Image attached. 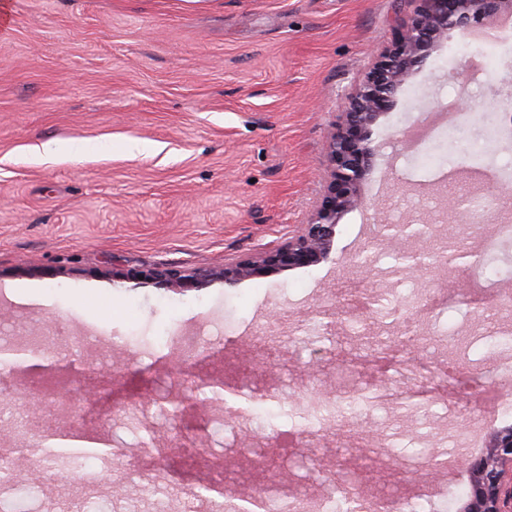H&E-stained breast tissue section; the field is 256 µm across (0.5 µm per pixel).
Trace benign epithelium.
I'll return each instance as SVG.
<instances>
[{"mask_svg": "<svg viewBox=\"0 0 512 512\" xmlns=\"http://www.w3.org/2000/svg\"><path fill=\"white\" fill-rule=\"evenodd\" d=\"M512 15V0H417L413 14L405 19L392 49L383 53L358 83L349 98L348 111L335 125L326 144L327 195L275 252L255 259L227 261L219 271L168 269L156 274L170 285L183 288L221 278L226 285L282 266L296 268L326 259L333 247L342 215L361 205L359 186L372 170L373 150L365 133L376 121L379 103L391 98L415 73L427 53L455 29L481 28ZM62 437L96 442L73 423L64 431L36 435L22 442L39 447L45 438ZM469 492L458 512H512V426L490 435L484 452L468 460Z\"/></svg>", "mask_w": 512, "mask_h": 512, "instance_id": "7a95c632", "label": "benign epithelium"}]
</instances>
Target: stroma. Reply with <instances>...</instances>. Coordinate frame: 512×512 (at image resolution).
Masks as SVG:
<instances>
[{
    "label": "stroma",
    "mask_w": 512,
    "mask_h": 512,
    "mask_svg": "<svg viewBox=\"0 0 512 512\" xmlns=\"http://www.w3.org/2000/svg\"><path fill=\"white\" fill-rule=\"evenodd\" d=\"M0 340L52 336L33 367L11 375L1 405L0 448L19 442L10 420L41 397L34 430L81 420L108 444L85 469H42L20 455L17 490L40 485L53 512H82L85 473L98 474L97 503L111 512H185L188 492L227 477L252 480L247 445L281 461H318L292 491L337 492L348 471L366 496L410 497L422 512H449L469 477L453 466L457 442L480 454L512 425V350L487 352L501 327L481 289L512 294L497 227L512 224V185H487L476 233L460 235L449 197L479 157L485 171L512 173V132L496 108L512 72L460 71L461 30L450 32L389 100L368 130L374 169L361 207L343 214L329 257L235 286L215 279L174 288L154 272L222 269L225 261L284 244L321 203L325 148L348 94L391 49L414 0H0ZM468 102L467 139L443 150L442 105ZM61 140L72 156L37 162L33 147ZM160 145L130 153L128 144ZM431 220L459 238L479 266L411 269L395 264L403 241L380 235L396 220ZM123 278H113V270ZM434 312L411 314L429 292ZM109 296L119 316L89 307ZM359 325H352V318ZM275 328L285 347L260 349L255 332ZM415 336L408 375L401 341ZM389 351L385 370L359 338ZM172 404L210 383L249 379L257 396L278 393L275 420L217 431L223 401L178 422L142 417L159 378ZM373 394L371 431L331 421L305 424L347 381ZM448 467L416 480L417 452ZM390 454L378 480L372 459Z\"/></svg>",
    "instance_id": "obj_1"
}]
</instances>
